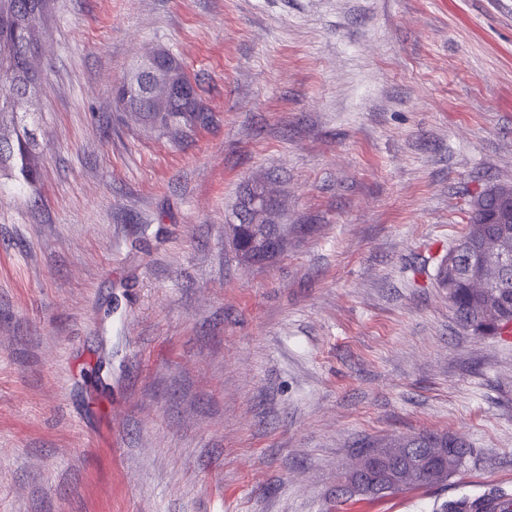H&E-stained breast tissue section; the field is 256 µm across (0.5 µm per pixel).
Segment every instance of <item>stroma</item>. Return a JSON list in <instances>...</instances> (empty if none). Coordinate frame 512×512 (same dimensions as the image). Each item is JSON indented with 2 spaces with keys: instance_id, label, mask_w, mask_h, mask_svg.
Returning a JSON list of instances; mask_svg holds the SVG:
<instances>
[{
  "instance_id": "35a3bbf8",
  "label": "stroma",
  "mask_w": 512,
  "mask_h": 512,
  "mask_svg": "<svg viewBox=\"0 0 512 512\" xmlns=\"http://www.w3.org/2000/svg\"><path fill=\"white\" fill-rule=\"evenodd\" d=\"M0 164V512H336L361 440L453 434L448 480L346 512L512 493V335L437 272L512 184V0H52ZM211 124L122 112L148 55ZM266 185L284 248L229 223ZM15 161L20 164V172L28 184L34 186L37 181V171L34 166L31 142L27 135H17L16 140L0 144V163ZM487 190L482 192L473 201L472 211L469 218V224L467 225V231L458 245H466L474 247L478 234L481 229L491 224H485L487 218L493 216L496 210V202L494 197L486 194ZM481 200L480 207H477L478 201ZM457 245V246H458Z\"/></svg>"
}]
</instances>
